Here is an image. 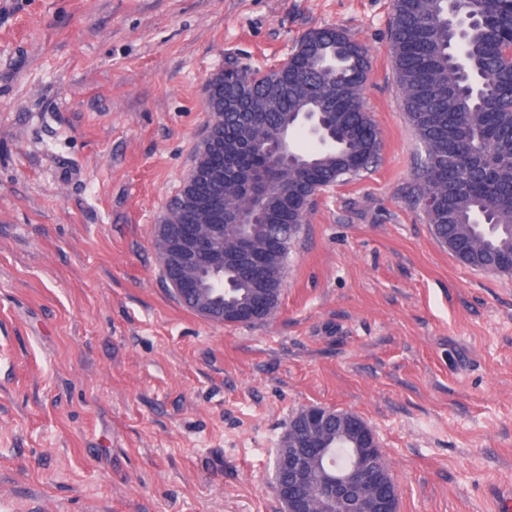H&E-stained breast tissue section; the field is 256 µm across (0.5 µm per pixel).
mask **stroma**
<instances>
[{
    "label": "stroma",
    "mask_w": 512,
    "mask_h": 512,
    "mask_svg": "<svg viewBox=\"0 0 512 512\" xmlns=\"http://www.w3.org/2000/svg\"><path fill=\"white\" fill-rule=\"evenodd\" d=\"M393 0H0V512H281L302 408L376 433L399 512H494L512 483V276L466 266L409 194L420 145ZM369 51L378 162L316 195L270 319L179 302L155 226L209 79L310 30Z\"/></svg>",
    "instance_id": "1"
}]
</instances>
